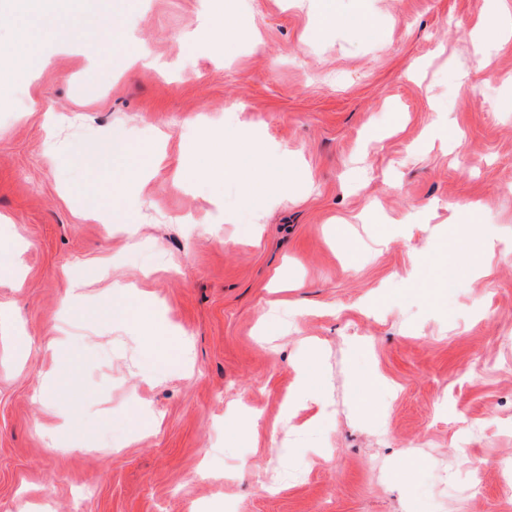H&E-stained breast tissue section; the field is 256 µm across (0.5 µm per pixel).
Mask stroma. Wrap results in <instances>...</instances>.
Here are the masks:
<instances>
[{
	"label": "stroma",
	"mask_w": 512,
	"mask_h": 512,
	"mask_svg": "<svg viewBox=\"0 0 512 512\" xmlns=\"http://www.w3.org/2000/svg\"><path fill=\"white\" fill-rule=\"evenodd\" d=\"M212 3L112 0L82 38L117 24L119 55L158 62L124 71L0 11L13 64L36 59L0 93V239L23 259L0 283V512H512V37L485 33L512 0H232L220 50L196 38ZM245 126L288 198L185 177ZM116 280L131 319L100 313ZM146 307L192 365L146 350ZM299 360L335 414L303 410L283 464Z\"/></svg>",
	"instance_id": "obj_1"
}]
</instances>
